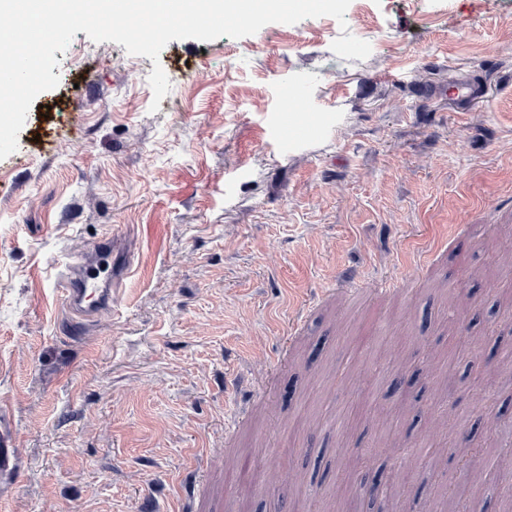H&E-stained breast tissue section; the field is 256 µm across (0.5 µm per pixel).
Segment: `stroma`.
<instances>
[{
  "instance_id": "1",
  "label": "stroma",
  "mask_w": 512,
  "mask_h": 512,
  "mask_svg": "<svg viewBox=\"0 0 512 512\" xmlns=\"http://www.w3.org/2000/svg\"><path fill=\"white\" fill-rule=\"evenodd\" d=\"M345 18L173 40L155 61L82 31L57 53L58 86L0 159L5 512H186L187 475L210 485L203 512H347L348 489L371 481L360 510L375 512L398 472L412 512H500L484 460L477 485L452 453L400 470L372 415L398 406L404 378L424 410L468 414L475 444L512 449V423L471 413L512 330L475 326L484 348L454 362L447 403L428 372L512 280L498 259L512 246V0H351ZM354 39L365 51L346 54ZM157 64L171 88L154 112ZM452 79L472 96L449 98ZM298 87L320 134L283 146L273 130ZM106 234L112 311L79 340L46 280ZM351 270L398 289L334 293ZM473 275L483 298L449 308ZM252 340L278 360L248 364ZM358 403L348 429L330 428ZM275 467L297 481L269 484Z\"/></svg>"
}]
</instances>
